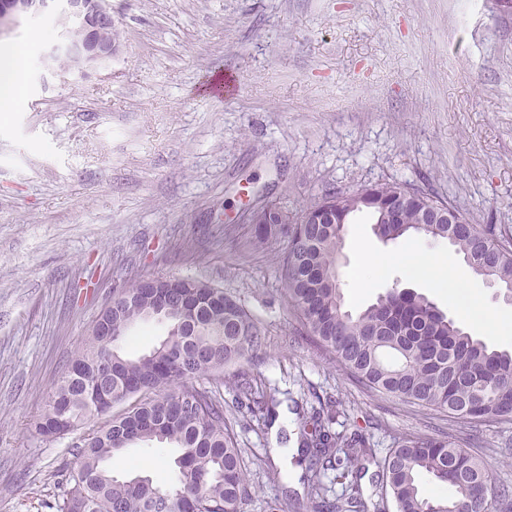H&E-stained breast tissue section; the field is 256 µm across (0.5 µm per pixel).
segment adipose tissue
<instances>
[{
  "label": "adipose tissue",
  "mask_w": 512,
  "mask_h": 512,
  "mask_svg": "<svg viewBox=\"0 0 512 512\" xmlns=\"http://www.w3.org/2000/svg\"><path fill=\"white\" fill-rule=\"evenodd\" d=\"M27 79V62L19 47L0 52V112L17 111L23 104L19 91ZM363 264L375 277H382L389 268L410 271L431 288L447 295L449 304L458 306L476 331L495 333L512 327V315L486 313L473 296L467 277L447 258L411 247L383 259L364 253Z\"/></svg>",
  "instance_id": "1"
}]
</instances>
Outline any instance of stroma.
I'll use <instances>...</instances> for the list:
<instances>
[{
  "instance_id": "1",
  "label": "stroma",
  "mask_w": 512,
  "mask_h": 512,
  "mask_svg": "<svg viewBox=\"0 0 512 512\" xmlns=\"http://www.w3.org/2000/svg\"><path fill=\"white\" fill-rule=\"evenodd\" d=\"M123 48L87 76L28 61L24 107L0 134V512H56L98 417L56 439L34 430L118 289L189 277L240 300L263 331L253 358L195 384L224 400L250 479L245 512H313L292 400L331 399L332 432L371 448L367 512H395L381 464L409 436L474 435L470 453L512 487V421L464 424L360 386L309 336L276 248L248 210L289 215L329 190L400 181L512 240V10L496 0H112ZM214 72L238 96L203 95ZM406 248L356 214L337 257L348 310L392 286L448 301L391 268L376 287L360 245ZM262 383L271 415L235 403ZM169 447L112 458L114 475L174 480Z\"/></svg>"
}]
</instances>
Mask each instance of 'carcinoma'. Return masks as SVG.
<instances>
[{"mask_svg": "<svg viewBox=\"0 0 512 512\" xmlns=\"http://www.w3.org/2000/svg\"><path fill=\"white\" fill-rule=\"evenodd\" d=\"M402 197L401 223L387 222L385 205ZM438 200L396 182L377 183L348 195L324 194L307 207L319 224L285 222L282 208L254 229L255 243L268 247L279 237L287 245L279 255L283 290L311 336L372 392L423 408L444 411L464 423L512 421V350H499L468 333L424 295L395 287L359 313L345 309L337 255L345 224L360 211L375 219L386 241L421 235L446 241L478 276L512 296V241L497 228L460 224L416 227ZM168 289L176 307L193 306L196 316L183 323L166 318L167 336L137 358L123 353L132 330L146 320L156 294ZM82 351L56 384L38 434L53 438L58 423L75 429L96 418L105 402L118 404L146 394L126 412L92 432L77 448L78 463L66 473V491L57 512H242L249 483L240 449L224 423V404L191 380L218 373L261 346L258 323L221 288L182 278L137 281L112 299ZM333 406L319 403L302 416L301 445L309 466L308 494L331 512H364L359 486L325 500L323 478L359 470L367 455L360 439L332 433ZM167 443L176 451V479L167 487L144 474L119 477L106 462L139 445ZM422 474L448 486V497L425 496ZM385 495L397 512H495L512 500V488L492 486L489 466L467 451V439L409 437L399 441L382 465Z\"/></svg>", "mask_w": 512, "mask_h": 512, "instance_id": "obj_1", "label": "carcinoma"}]
</instances>
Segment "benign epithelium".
<instances>
[{"label": "benign epithelium", "mask_w": 512, "mask_h": 512, "mask_svg": "<svg viewBox=\"0 0 512 512\" xmlns=\"http://www.w3.org/2000/svg\"><path fill=\"white\" fill-rule=\"evenodd\" d=\"M43 15L53 16L56 27L42 56L46 66L65 58L70 71L85 76L110 64L122 50L109 35L116 23L111 0H0V32L20 18Z\"/></svg>", "instance_id": "obj_1"}]
</instances>
